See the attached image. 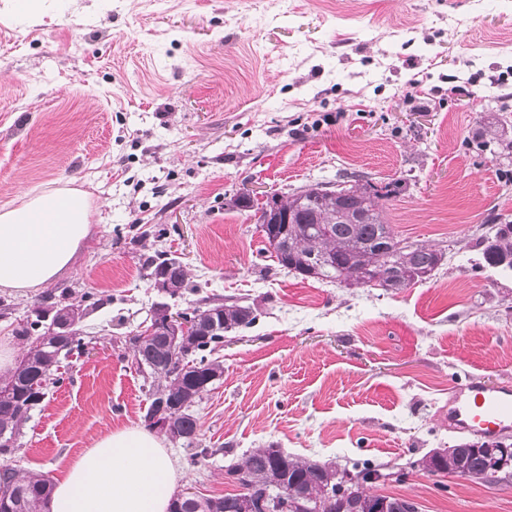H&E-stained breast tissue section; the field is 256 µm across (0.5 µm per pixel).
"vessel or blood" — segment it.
Returning a JSON list of instances; mask_svg holds the SVG:
<instances>
[{
	"label": "vessel or blood",
	"instance_id": "1",
	"mask_svg": "<svg viewBox=\"0 0 512 512\" xmlns=\"http://www.w3.org/2000/svg\"><path fill=\"white\" fill-rule=\"evenodd\" d=\"M448 406V421L456 428L488 436L512 430L510 387L471 379L453 388Z\"/></svg>",
	"mask_w": 512,
	"mask_h": 512
}]
</instances>
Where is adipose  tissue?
<instances>
[{"label": "adipose tissue", "mask_w": 512, "mask_h": 512, "mask_svg": "<svg viewBox=\"0 0 512 512\" xmlns=\"http://www.w3.org/2000/svg\"><path fill=\"white\" fill-rule=\"evenodd\" d=\"M94 211L80 188L24 193L0 208V289L45 287L73 267ZM178 466L156 435L141 427L111 432L80 452L54 488L51 512H168Z\"/></svg>", "instance_id": "adipose-tissue-1"}]
</instances>
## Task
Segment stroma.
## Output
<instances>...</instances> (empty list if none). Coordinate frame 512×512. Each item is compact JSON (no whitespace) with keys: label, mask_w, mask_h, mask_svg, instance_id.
<instances>
[{"label":"stroma","mask_w":512,"mask_h":512,"mask_svg":"<svg viewBox=\"0 0 512 512\" xmlns=\"http://www.w3.org/2000/svg\"><path fill=\"white\" fill-rule=\"evenodd\" d=\"M512 0H0V207L90 192L80 262L45 288L0 290V341L43 297L97 304L85 355L48 385L12 454L59 480L107 433L142 423L150 377L127 336L163 297L146 256H180L203 298H241L224 374L195 405L196 449L168 448L178 490L235 492L253 448L337 467L402 469L373 492L417 512H512V476L476 483L416 467L474 433L448 425L449 389L512 384V275L476 265L488 221H512ZM357 176L397 181L399 238L442 250L400 290L286 272L233 204Z\"/></svg>","instance_id":"obj_1"}]
</instances>
